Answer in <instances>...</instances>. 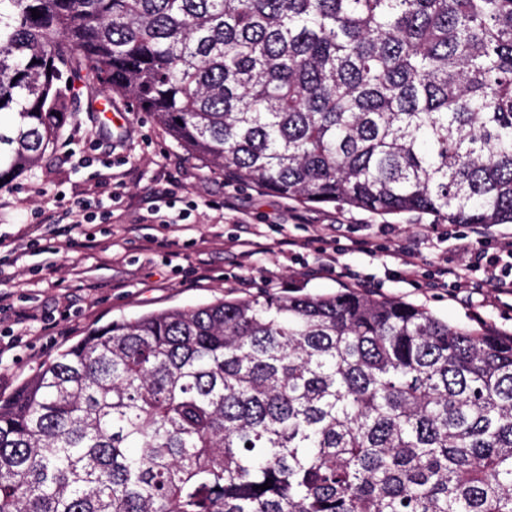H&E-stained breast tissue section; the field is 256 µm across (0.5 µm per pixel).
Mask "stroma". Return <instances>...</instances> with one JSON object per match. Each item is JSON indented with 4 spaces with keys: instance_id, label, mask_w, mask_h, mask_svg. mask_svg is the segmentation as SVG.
Segmentation results:
<instances>
[{
    "instance_id": "35a3bbf8",
    "label": "stroma",
    "mask_w": 512,
    "mask_h": 512,
    "mask_svg": "<svg viewBox=\"0 0 512 512\" xmlns=\"http://www.w3.org/2000/svg\"><path fill=\"white\" fill-rule=\"evenodd\" d=\"M62 144L31 174L0 191V233L8 245L25 249L20 231L35 214L57 204L94 202L114 196L117 220L85 224L71 237L46 236L29 252L11 281L0 283L7 295L0 307V398L11 396L42 363L76 343L91 327L119 318L169 307H191L218 298L249 299L263 292L299 291L328 294L371 281L375 294L422 306L452 324L482 321L512 333V320L491 288H420L394 278L383 257L346 252L347 276L311 268L310 256L289 258L270 222L286 234L304 236L316 229L343 241L352 231L380 234L394 247L431 223L422 214L379 216L331 205H303L254 186L226 182L199 159L180 148L148 113L134 111L127 100L89 105L85 88L62 129ZM182 187L183 200L197 201L187 212L186 231L175 239L183 258L165 261L166 248L152 243L151 225L139 224L152 197L171 181ZM229 199L232 206L214 211L203 199ZM256 242L257 254L245 258L228 240ZM40 271L38 285H28V271ZM50 332H42L43 324Z\"/></svg>"
}]
</instances>
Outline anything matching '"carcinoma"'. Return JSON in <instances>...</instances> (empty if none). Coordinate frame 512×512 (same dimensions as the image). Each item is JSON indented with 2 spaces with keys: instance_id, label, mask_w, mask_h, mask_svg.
Wrapping results in <instances>:
<instances>
[{
  "instance_id": "obj_1",
  "label": "carcinoma",
  "mask_w": 512,
  "mask_h": 512,
  "mask_svg": "<svg viewBox=\"0 0 512 512\" xmlns=\"http://www.w3.org/2000/svg\"><path fill=\"white\" fill-rule=\"evenodd\" d=\"M78 82L236 184L512 224V0H0L1 190ZM0 512H512V334L353 289L113 320L0 398Z\"/></svg>"
}]
</instances>
